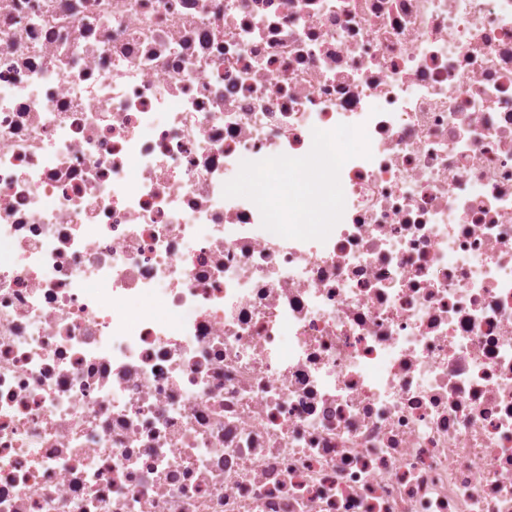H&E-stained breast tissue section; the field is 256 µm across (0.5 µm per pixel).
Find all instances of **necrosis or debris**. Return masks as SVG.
Returning a JSON list of instances; mask_svg holds the SVG:
<instances>
[{"label":"necrosis or debris","instance_id":"necrosis-or-debris-1","mask_svg":"<svg viewBox=\"0 0 512 512\" xmlns=\"http://www.w3.org/2000/svg\"><path fill=\"white\" fill-rule=\"evenodd\" d=\"M0 512H512V0H0Z\"/></svg>","mask_w":512,"mask_h":512}]
</instances>
